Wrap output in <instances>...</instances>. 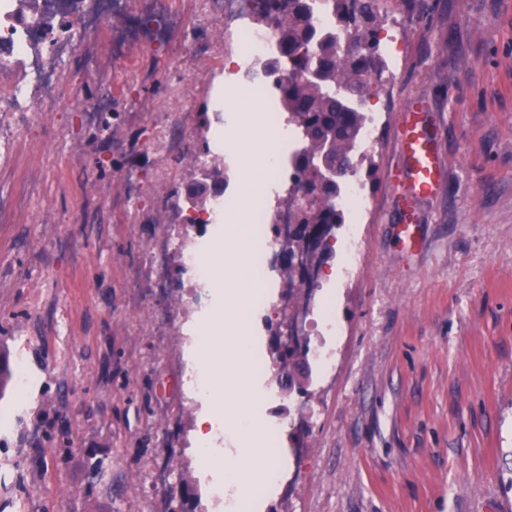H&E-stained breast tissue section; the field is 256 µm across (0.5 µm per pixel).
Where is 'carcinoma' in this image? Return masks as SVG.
Masks as SVG:
<instances>
[{"instance_id":"carcinoma-1","label":"carcinoma","mask_w":512,"mask_h":512,"mask_svg":"<svg viewBox=\"0 0 512 512\" xmlns=\"http://www.w3.org/2000/svg\"><path fill=\"white\" fill-rule=\"evenodd\" d=\"M328 8L330 23L320 31L312 23L320 7ZM380 0H264L257 19L274 23L280 32L277 55L268 71L279 75L276 100L297 126L301 147L293 155L294 177L290 190L298 193L317 179V172L305 163L325 139L335 144L332 160L340 161L342 171L322 189L323 203L300 213L303 224L345 222L338 205L347 180L357 175L354 164L360 130L365 117L364 97L372 88V76L386 67L380 41L376 37ZM355 34L344 44L338 35L349 26ZM210 182L224 188L227 176L224 162L214 159L200 164Z\"/></svg>"}]
</instances>
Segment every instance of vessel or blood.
I'll return each mask as SVG.
<instances>
[{
	"instance_id": "vessel-or-blood-1",
	"label": "vessel or blood",
	"mask_w": 512,
	"mask_h": 512,
	"mask_svg": "<svg viewBox=\"0 0 512 512\" xmlns=\"http://www.w3.org/2000/svg\"><path fill=\"white\" fill-rule=\"evenodd\" d=\"M396 138L402 163L390 179L397 200L395 231L400 243L415 251L420 246L418 204L437 193L443 173L432 114L424 99H412L403 107Z\"/></svg>"
}]
</instances>
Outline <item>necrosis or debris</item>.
I'll list each match as a JSON object with an SVG mask.
<instances>
[{
    "label": "necrosis or debris",
    "mask_w": 512,
    "mask_h": 512,
    "mask_svg": "<svg viewBox=\"0 0 512 512\" xmlns=\"http://www.w3.org/2000/svg\"><path fill=\"white\" fill-rule=\"evenodd\" d=\"M224 17V24L236 28L248 52L246 64L265 59L275 49L278 29L273 25L253 26L261 0H214ZM126 0H0V113L53 112L67 94L59 65L66 60L80 33L107 25L112 34L129 36L133 26L125 12ZM265 128L279 136L280 148L267 176L283 184L274 195L260 194L252 199L246 222L249 235L250 265L256 286L250 308L262 314L270 308L269 289L279 287L278 279L269 278L270 265L282 251L281 225L292 223L297 200L289 192L290 158L298 146L287 115L267 110ZM213 238L207 233L191 235L181 226L163 231L149 253V264L161 269L169 252H177L181 267L190 272L192 288H205L211 276L203 257Z\"/></svg>",
    "instance_id": "obj_1"
}]
</instances>
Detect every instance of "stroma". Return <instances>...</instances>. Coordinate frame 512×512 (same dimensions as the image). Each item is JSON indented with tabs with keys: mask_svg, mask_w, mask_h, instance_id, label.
<instances>
[{
	"mask_svg": "<svg viewBox=\"0 0 512 512\" xmlns=\"http://www.w3.org/2000/svg\"><path fill=\"white\" fill-rule=\"evenodd\" d=\"M388 6L406 36L395 82L363 105L379 116L357 173L370 208L336 227L318 270L332 364L288 385L273 351L282 311L249 328L269 361L255 388L282 390L252 412L285 424L273 452L283 481L250 512H512V0ZM127 9L139 38L94 35L111 68L74 51L60 74L77 96L46 115L0 116V353L33 377L0 394L12 416L0 427V512H217L207 485L224 476L188 447L201 413L180 391L189 278L170 261L159 297L133 275L162 226L184 219L171 197L197 176L202 105L247 97L225 66L239 40L209 0ZM159 12L183 26L157 37ZM106 90L111 111L88 125L85 107ZM415 97L431 109L445 177L419 204L409 255L389 175L398 109ZM23 182L32 193L19 205ZM351 235L361 248L348 274ZM301 402L313 416L297 425Z\"/></svg>",
	"mask_w": 512,
	"mask_h": 512,
	"instance_id": "35a3bbf8",
	"label": "stroma"
}]
</instances>
